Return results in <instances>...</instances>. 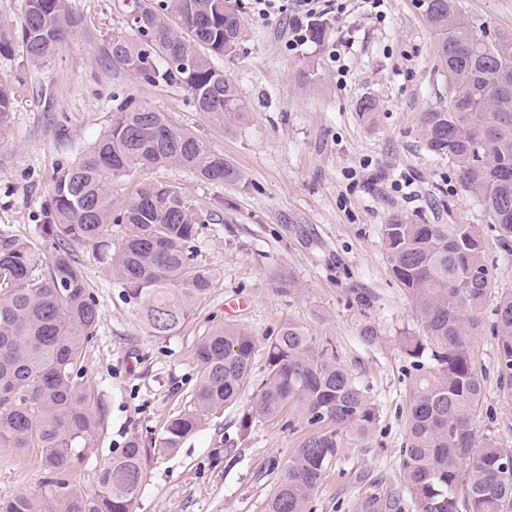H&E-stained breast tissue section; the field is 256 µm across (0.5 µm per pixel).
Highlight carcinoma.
Here are the masks:
<instances>
[{
  "instance_id": "1",
  "label": "carcinoma",
  "mask_w": 512,
  "mask_h": 512,
  "mask_svg": "<svg viewBox=\"0 0 512 512\" xmlns=\"http://www.w3.org/2000/svg\"><path fill=\"white\" fill-rule=\"evenodd\" d=\"M25 24L0 32V57L22 46L39 65L82 26L71 0H24ZM127 29L112 33V68L149 70L152 86H183L196 108L231 123L247 106L215 60L232 55L248 35L240 0H129ZM424 19L437 37L448 73V102L419 115L427 150L456 167L464 193L481 203L497 241L512 239V33L490 38L464 20L457 0H425ZM15 103L13 80L0 76V133ZM179 166L203 182L236 184L237 167L197 134L130 93L115 99L112 120L82 157L55 177L40 225L51 244L41 257L29 243L0 233V447L38 450L46 484L89 448L102 418L74 373L84 345L100 326V308L74 247L91 249L121 287L132 314L154 336H171L211 288L191 243L201 224H221L215 209L159 180L134 184L119 205L113 188L140 168ZM121 228L112 242V227ZM391 276L409 295L426 334L409 336L404 353L414 370L404 479L419 512H512V466L496 440L476 443L473 413L483 377L470 339L488 298L494 309L501 374L512 378V289L493 281L488 245L476 224H417L402 217L384 225ZM255 339L234 325L217 327L196 348L198 376L190 405L167 421L151 447L165 454L192 433L201 416L233 400L252 371ZM292 409L310 435L288 459L264 512H306L338 452L341 429L367 432L376 411L336 361L317 354L302 327L288 322L268 345L267 377L253 410L274 420ZM145 449L130 436L100 469L98 490L76 487L41 496L0 498V512H135Z\"/></svg>"
}]
</instances>
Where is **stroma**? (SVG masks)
Listing matches in <instances>:
<instances>
[{
    "mask_svg": "<svg viewBox=\"0 0 512 512\" xmlns=\"http://www.w3.org/2000/svg\"><path fill=\"white\" fill-rule=\"evenodd\" d=\"M72 3L83 28L53 57L33 68L19 55L0 62L16 91L0 134V232L48 252L38 227L53 178L109 126L112 100L124 92L206 139L243 180L203 182L178 166L135 174L223 208V223L200 225L193 243L197 263L211 274L210 292L173 335L148 333L103 265L77 249L101 310L80 360V384L103 424L91 447L74 449L61 484L94 493L99 470L131 434L147 444L157 438L191 400L199 341L231 324L256 340L249 380L178 448L147 454L136 512H264L289 457L314 432L297 415L286 423L253 412L267 340L291 321L376 408L366 435L339 433L338 454L306 512H418L400 457L412 373L403 342L423 335L424 326L389 273L382 228L396 215L420 224L489 226L478 200L462 192L454 166L431 154L419 132V113L448 99L421 0H384L376 9L369 0H346L343 12L324 16L323 42L293 50L285 19H248L246 40L219 66L249 110L224 125L197 111L179 85L151 87L113 72L103 48L113 31L127 27L122 0ZM458 3L462 17L488 36L512 32V0ZM348 38L353 48L340 52ZM365 99L376 104L371 123L358 112ZM495 304L488 299L470 341L485 377L473 428L512 456V380L498 369ZM367 323L378 333L371 344L361 336ZM44 481L35 451L0 447V498L41 494Z\"/></svg>",
    "mask_w": 512,
    "mask_h": 512,
    "instance_id": "35a3bbf8",
    "label": "stroma"
}]
</instances>
